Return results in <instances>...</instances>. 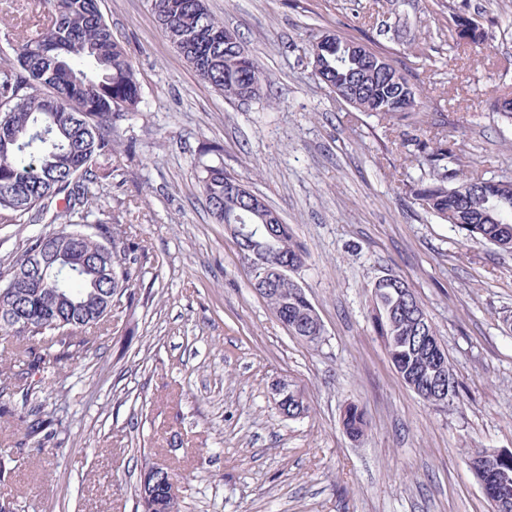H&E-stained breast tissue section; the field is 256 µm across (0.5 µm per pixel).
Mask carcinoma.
<instances>
[{"label":"carcinoma","mask_w":512,"mask_h":512,"mask_svg":"<svg viewBox=\"0 0 512 512\" xmlns=\"http://www.w3.org/2000/svg\"><path fill=\"white\" fill-rule=\"evenodd\" d=\"M47 18L40 32L23 38L15 59L0 66V224H59L57 231L26 238L13 264L0 278V340L18 344L17 370L9 377L12 394L22 404L12 410L26 424L27 437L44 448L50 443L45 428L52 423L40 405L28 406L33 391L28 379L44 375L61 363L76 361L108 329L112 313L134 302L132 287L143 276L132 267L136 251L128 232L114 238L121 220L95 222L93 235L68 239V231L88 223L91 204L112 183V155L122 121L140 111L141 86L131 57L112 35L99 0H45ZM152 10L165 37L189 63L196 75L228 100L261 99L268 77L257 59L250 69L239 67L234 47L224 46V23L208 8L207 0H151ZM350 41L335 35L323 61L332 81L364 84L362 102L387 123L420 126L425 103L401 70L387 64L385 75L365 77L362 61L349 53ZM405 164L418 162L436 172L433 181L413 190L419 204L468 238L512 253V181L458 176L443 165L455 155V142L435 132L399 144ZM198 186L211 216L218 223L234 221L250 226L262 222L264 213L235 207L237 177L224 165H204ZM273 266L261 283V297L288 332L306 344L313 343L315 318L305 292L296 290L293 278L275 273L286 260L306 266L308 253L289 224L280 225L272 245ZM40 252L49 261L46 274L29 267L30 255ZM370 320L382 339L389 359L400 376L428 379L438 344L430 320L416 328L407 299L389 284L370 289ZM279 416L296 419L309 413V402L299 387L288 384L274 396ZM345 433L359 439L368 430L364 408L348 403L343 411ZM498 498L512 505V459L498 463ZM156 508L148 512H177L175 494L156 487Z\"/></svg>","instance_id":"obj_1"}]
</instances>
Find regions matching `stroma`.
I'll return each instance as SVG.
<instances>
[{
  "mask_svg": "<svg viewBox=\"0 0 512 512\" xmlns=\"http://www.w3.org/2000/svg\"><path fill=\"white\" fill-rule=\"evenodd\" d=\"M262 64L270 99L230 101L162 34L149 0H100L134 63L140 111L121 122L112 184L94 217L117 216L148 251L137 302L77 362L49 373L33 404L63 411L64 452L46 454L0 411V498L26 512H142L146 464L185 476L179 512H491L465 462L512 450V254L467 240L411 188L428 169L391 147L409 134L339 105L305 58L322 31L385 52L457 143L448 166L512 180V0H208ZM466 12L483 49L461 41ZM42 0H0V58L36 34ZM264 197L309 252L297 279L324 325L292 336L252 288L236 241L196 180L206 144ZM407 280L436 330L462 400L423 401L395 371L369 319L376 278ZM306 392L279 417L271 385ZM370 422L344 432L348 402Z\"/></svg>",
  "mask_w": 512,
  "mask_h": 512,
  "instance_id": "obj_1",
  "label": "stroma"
}]
</instances>
